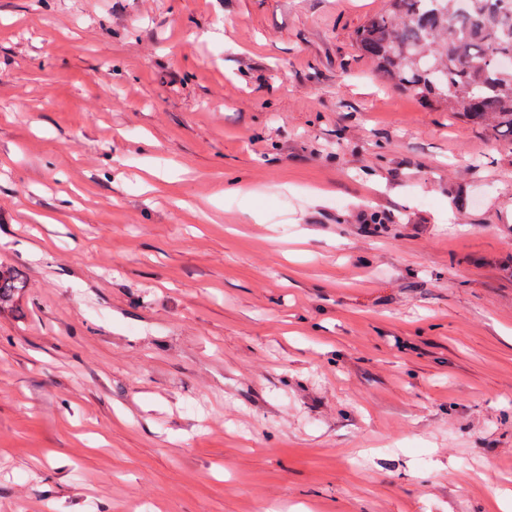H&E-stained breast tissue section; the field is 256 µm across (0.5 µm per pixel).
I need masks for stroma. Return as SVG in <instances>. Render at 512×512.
Segmentation results:
<instances>
[{"label": "stroma", "mask_w": 512, "mask_h": 512, "mask_svg": "<svg viewBox=\"0 0 512 512\" xmlns=\"http://www.w3.org/2000/svg\"><path fill=\"white\" fill-rule=\"evenodd\" d=\"M384 5L0 0V512H512V144ZM26 278L22 271L0 264V311L13 308L24 296Z\"/></svg>", "instance_id": "1"}]
</instances>
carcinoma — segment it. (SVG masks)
Returning <instances> with one entry per match:
<instances>
[{"instance_id":"cac0c4a2","label":"carcinoma","mask_w":512,"mask_h":512,"mask_svg":"<svg viewBox=\"0 0 512 512\" xmlns=\"http://www.w3.org/2000/svg\"><path fill=\"white\" fill-rule=\"evenodd\" d=\"M375 74L512 144V0H386L354 33ZM0 264V308L24 296Z\"/></svg>"}]
</instances>
